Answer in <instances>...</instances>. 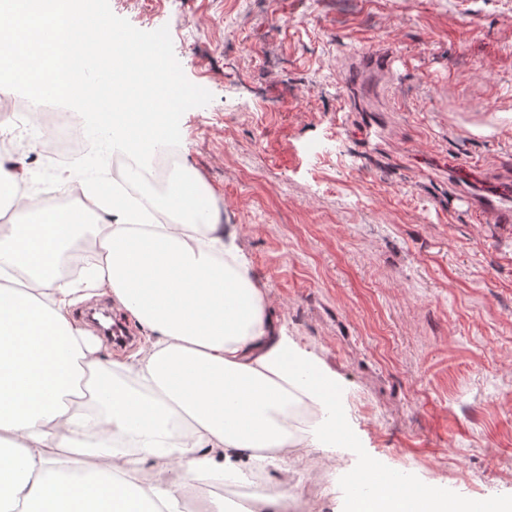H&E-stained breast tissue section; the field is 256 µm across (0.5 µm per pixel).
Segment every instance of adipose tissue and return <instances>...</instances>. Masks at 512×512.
<instances>
[{"label":"adipose tissue","mask_w":512,"mask_h":512,"mask_svg":"<svg viewBox=\"0 0 512 512\" xmlns=\"http://www.w3.org/2000/svg\"><path fill=\"white\" fill-rule=\"evenodd\" d=\"M66 181L90 188L110 217L85 282L58 272L89 232L85 207L43 205L0 230V512H181L192 488L240 480V460L336 449L345 434L335 375L277 328L191 169L145 205L92 170ZM158 213L167 223H154ZM94 288L147 333L129 359L103 358L100 340L71 316ZM302 400L323 418L290 427ZM138 454L178 460V480L142 483ZM369 481L382 492L348 497L349 512L471 509L373 464L349 485Z\"/></svg>","instance_id":"adipose-tissue-1"}]
</instances>
